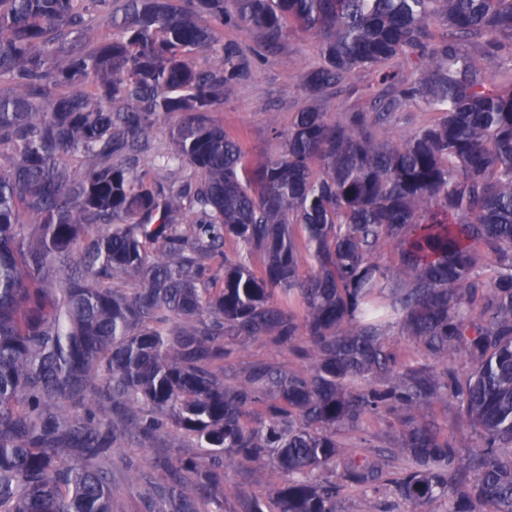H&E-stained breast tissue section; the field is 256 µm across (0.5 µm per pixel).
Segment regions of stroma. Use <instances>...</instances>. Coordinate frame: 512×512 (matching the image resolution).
Returning a JSON list of instances; mask_svg holds the SVG:
<instances>
[{"label": "stroma", "instance_id": "obj_1", "mask_svg": "<svg viewBox=\"0 0 512 512\" xmlns=\"http://www.w3.org/2000/svg\"><path fill=\"white\" fill-rule=\"evenodd\" d=\"M321 61L317 38L289 37L276 56L259 64L225 99L218 118L225 132L238 139L251 166L263 164L275 151L271 122L287 125L304 100L303 71Z\"/></svg>", "mask_w": 512, "mask_h": 512}]
</instances>
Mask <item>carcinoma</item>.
<instances>
[{"instance_id": "cac0c4a2", "label": "carcinoma", "mask_w": 512, "mask_h": 512, "mask_svg": "<svg viewBox=\"0 0 512 512\" xmlns=\"http://www.w3.org/2000/svg\"><path fill=\"white\" fill-rule=\"evenodd\" d=\"M293 31L322 64L252 169L213 112ZM360 70L374 92L328 117ZM408 105L438 118L385 139ZM174 112L157 158L197 171L181 188L141 165ZM259 340L305 366L224 372ZM125 447L166 449L148 512H349L381 486L402 512H512V0H0V512H112L114 473L143 478ZM229 458L277 495L231 504ZM437 412L441 418L448 419V432L452 433L460 448L467 451L480 443L479 435L469 426L454 401H448L447 406H440Z\"/></svg>"}]
</instances>
